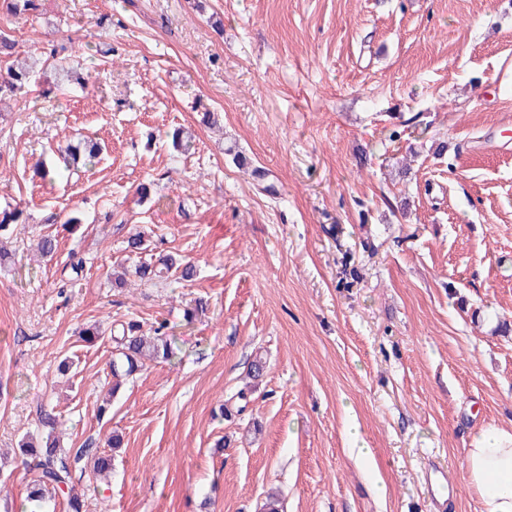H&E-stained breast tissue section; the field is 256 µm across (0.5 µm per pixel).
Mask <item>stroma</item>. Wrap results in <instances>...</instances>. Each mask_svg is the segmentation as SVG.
Here are the masks:
<instances>
[{
	"mask_svg": "<svg viewBox=\"0 0 512 512\" xmlns=\"http://www.w3.org/2000/svg\"><path fill=\"white\" fill-rule=\"evenodd\" d=\"M0 29L21 58L73 41L88 81L45 98L49 68L0 103V210L26 216L0 263V512L31 510L40 404L62 448L122 437L108 479L74 472L85 512H262L272 491L284 512H481L464 450L512 427V0H42ZM81 136L103 152L65 166ZM139 230L195 280L113 287ZM131 319L175 354L115 392L111 340L79 332Z\"/></svg>",
	"mask_w": 512,
	"mask_h": 512,
	"instance_id": "35a3bbf8",
	"label": "stroma"
}]
</instances>
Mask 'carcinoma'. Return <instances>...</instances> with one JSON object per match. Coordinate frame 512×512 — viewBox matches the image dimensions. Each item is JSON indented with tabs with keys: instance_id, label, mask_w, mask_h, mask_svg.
I'll list each match as a JSON object with an SVG mask.
<instances>
[{
	"instance_id": "cac0c4a2",
	"label": "carcinoma",
	"mask_w": 512,
	"mask_h": 512,
	"mask_svg": "<svg viewBox=\"0 0 512 512\" xmlns=\"http://www.w3.org/2000/svg\"><path fill=\"white\" fill-rule=\"evenodd\" d=\"M6 10L12 14H22L39 9L38 0H3ZM66 50L61 45H51L43 48L38 55L18 66L7 68V78L0 79V101L10 99L24 88L30 86L36 74L49 66L55 67L64 80H69L72 68L67 58L60 56ZM100 148L91 140L83 141L68 150L66 164H76L78 160H92L98 156ZM22 224V212L13 210L0 211V237L10 233V226ZM135 276L144 282H154L159 279H173L178 282H190L196 276L195 266L189 262L180 261L171 255H162L158 259L143 260L134 266ZM164 324L153 329V334L147 335L143 324L130 321L120 330L113 331L110 337L114 344L115 355L110 362L112 373V389L137 371L141 370L144 361L151 359H167L173 354L175 341L164 332ZM38 422L47 431L46 440L34 442L26 437L21 441V453L25 465L35 473L29 486L28 498L33 502L45 500L51 492L66 501L69 512H82L83 501L81 494L76 492L73 484L70 460L83 462L84 466L101 476L112 470V455L106 448H94L88 444L82 445L70 453L56 445L52 438L59 424L58 416L42 406L36 408Z\"/></svg>"
}]
</instances>
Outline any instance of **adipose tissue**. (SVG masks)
I'll return each mask as SVG.
<instances>
[{"instance_id":"obj_1","label":"adipose tissue","mask_w":512,"mask_h":512,"mask_svg":"<svg viewBox=\"0 0 512 512\" xmlns=\"http://www.w3.org/2000/svg\"><path fill=\"white\" fill-rule=\"evenodd\" d=\"M465 470L484 512H512V431L480 428L465 450Z\"/></svg>"}]
</instances>
